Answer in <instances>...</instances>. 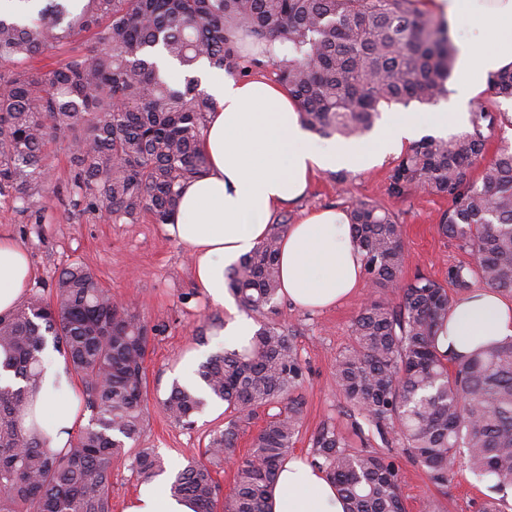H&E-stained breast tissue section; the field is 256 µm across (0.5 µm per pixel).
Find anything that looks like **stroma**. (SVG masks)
I'll use <instances>...</instances> for the list:
<instances>
[{
    "label": "stroma",
    "mask_w": 512,
    "mask_h": 512,
    "mask_svg": "<svg viewBox=\"0 0 512 512\" xmlns=\"http://www.w3.org/2000/svg\"><path fill=\"white\" fill-rule=\"evenodd\" d=\"M51 173L39 200L47 220L28 223L10 196L0 195V235L13 239L28 252L33 285L50 288L59 273L78 262L91 269L113 297L131 301L147 327L162 326L151 338L145 360L148 414L138 447L153 448L161 455L168 472L181 469L186 457L201 455L211 432L224 424V405H210L194 418L192 426L172 421L159 400L178 378L183 359L190 354L198 361L234 347L233 337L224 333L231 316L212 303L197 288L192 276V258L187 249L167 235L163 225L142 214L134 224L112 223L88 208L73 188L72 143L66 136L51 140L43 153ZM398 159L386 155L381 162L352 171V178L337 184L332 171H320L299 201L283 207L290 222L324 208H341L356 198H367L389 208L402 226L405 251L403 275L429 276L446 282L449 266L467 262V254L456 240L438 231L446 200L415 192L396 199L386 191L388 176ZM370 294L369 284L335 307L310 311L280 299L276 321L293 335L306 380L301 393L305 400L303 427L294 456L311 459L312 439L326 424L346 437H353L358 415L350 412L336 387V354L352 341L351 322ZM393 453L405 475L403 496L406 512H478L486 490L467 467L456 459L447 490H440L422 467L414 464L401 448Z\"/></svg>",
    "instance_id": "obj_1"
}]
</instances>
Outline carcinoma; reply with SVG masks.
Here are the masks:
<instances>
[{"label": "carcinoma", "mask_w": 512, "mask_h": 512, "mask_svg": "<svg viewBox=\"0 0 512 512\" xmlns=\"http://www.w3.org/2000/svg\"><path fill=\"white\" fill-rule=\"evenodd\" d=\"M425 0H42L0 13V195L36 224V200L50 181L41 163L59 133L73 136L74 185L87 205L114 223L142 213L167 224L183 185L205 173L199 149L214 102L198 79L173 82L159 58L185 73L198 63L246 77L273 65L295 97L303 123L323 137L362 138L395 106L435 105L449 94L458 49L449 22ZM47 52L62 56L42 71ZM7 71H1V68ZM496 96L512 99V63L488 72ZM471 130L427 135L399 157L387 192L448 199L439 231L470 258L448 266V292L418 275L403 281L401 225L387 207L356 199L345 206L352 242L375 288L398 300H369L351 323L352 342L336 355V385L350 410L387 443L395 440L446 488L459 451L489 482L481 512H503L496 495L512 487V336L481 343L456 360L440 348L454 294L479 281L512 294V145L502 144L480 173L486 132L512 129V115L478 102ZM288 219L226 275L247 311H276L279 245ZM151 336L132 305H117L79 263L54 293L35 290L0 314V512H112V469L128 465L147 484L165 470L136 443L145 421L144 362ZM63 357L82 388L90 423L66 447L46 448L35 399L47 350ZM210 399L224 402V429L207 460L186 459L168 485L195 512H270L276 473L303 424L305 372L288 328L266 320L249 343L211 356L198 369ZM208 399V400H210ZM208 400L172 384L163 406L191 426ZM259 408L264 426L243 457L241 423ZM310 464L326 471L346 512H405L404 474L391 457L354 448L333 425L313 439ZM235 464L224 493L212 474Z\"/></svg>", "instance_id": "obj_1"}]
</instances>
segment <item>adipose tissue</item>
Returning <instances> with one entry per match:
<instances>
[{
	"mask_svg": "<svg viewBox=\"0 0 512 512\" xmlns=\"http://www.w3.org/2000/svg\"><path fill=\"white\" fill-rule=\"evenodd\" d=\"M427 6L474 22L456 58L466 80L461 97L469 99L484 89L490 70L512 62V0H428ZM203 77L215 99L201 141L207 169L185 186L165 229L189 251L197 286L231 310L235 304L226 293L225 271L266 237L273 211L302 196L316 171L360 168L374 156L399 151L413 138L419 121L411 112L394 113L380 125L369 148L353 141L320 144L302 126L295 99L280 83L262 76L236 81L210 68ZM279 263L282 294L305 309L334 306L362 283V257L340 210L315 212L289 225ZM31 283L26 250L0 238V313L14 310ZM509 336L512 301L483 288L457 299L442 346L462 357L477 343ZM36 407L47 446L64 447L82 422L64 360H54L46 369ZM161 487L158 481L141 486L124 512H192ZM272 512L344 509L324 470L290 458L280 466Z\"/></svg>",
	"mask_w": 512,
	"mask_h": 512,
	"instance_id": "ef3b65f1",
	"label": "adipose tissue"
}]
</instances>
